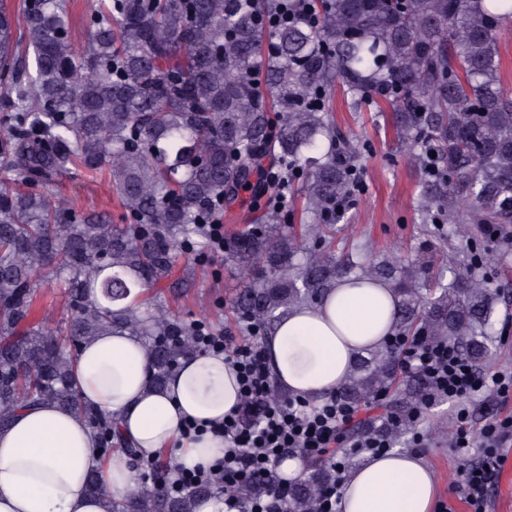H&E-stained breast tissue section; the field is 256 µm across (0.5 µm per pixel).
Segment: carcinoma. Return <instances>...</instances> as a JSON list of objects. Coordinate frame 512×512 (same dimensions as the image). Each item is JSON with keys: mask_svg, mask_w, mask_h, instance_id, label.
<instances>
[{"mask_svg": "<svg viewBox=\"0 0 512 512\" xmlns=\"http://www.w3.org/2000/svg\"><path fill=\"white\" fill-rule=\"evenodd\" d=\"M278 0H110L89 21L85 51L69 36L64 0H0V430L40 401L102 419L80 404L69 344L107 331L144 339L148 385L161 388L180 360L198 354L197 327L172 318L159 297L177 263L205 248L206 225L244 192L257 205L300 183L315 227L288 234L280 218L224 238V255L249 279L236 313L267 334L284 311L314 302L357 268L394 283L393 328L454 344L476 366L492 361L494 308L479 277L482 256L445 281L448 265L386 258L373 265L336 257V202L353 194L354 155L340 151L329 89L351 105L387 90L394 124L423 142L422 207L512 237V92L501 80L498 33L512 0H306L308 19L268 29ZM269 34L276 55L263 53ZM34 54L35 73L21 65ZM108 171L129 218L81 216L32 190L71 171ZM67 296L55 329L32 319L40 273ZM99 288L112 310L92 301ZM138 292H132V289ZM395 344L361 358L337 392L352 405L390 392L400 374ZM424 385L408 384L390 409L413 407ZM111 429L105 449L137 457ZM336 473L317 464L290 492V512H311ZM106 512H195L215 483L171 494L144 481L114 499L97 478Z\"/></svg>", "mask_w": 512, "mask_h": 512, "instance_id": "cac0c4a2", "label": "carcinoma"}]
</instances>
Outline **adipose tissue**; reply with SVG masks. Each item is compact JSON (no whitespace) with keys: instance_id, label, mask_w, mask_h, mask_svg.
<instances>
[{"instance_id":"obj_1","label":"adipose tissue","mask_w":512,"mask_h":512,"mask_svg":"<svg viewBox=\"0 0 512 512\" xmlns=\"http://www.w3.org/2000/svg\"><path fill=\"white\" fill-rule=\"evenodd\" d=\"M398 297L369 278H341L317 304L286 313L266 338L277 384L302 398L336 392L359 355L380 347L392 331ZM149 363L142 340L108 332L82 344L76 361L83 402L112 417L139 454L175 450L192 468L224 450L207 425L240 404V382L223 355L182 361L157 391L148 389ZM204 431L182 437L184 422ZM98 474L113 498L125 497L137 475L123 452L101 459L98 440L75 410L44 402L16 413L0 432V512H103L87 490ZM437 483L422 456L388 453L370 458L345 481L342 512H432Z\"/></svg>"}]
</instances>
